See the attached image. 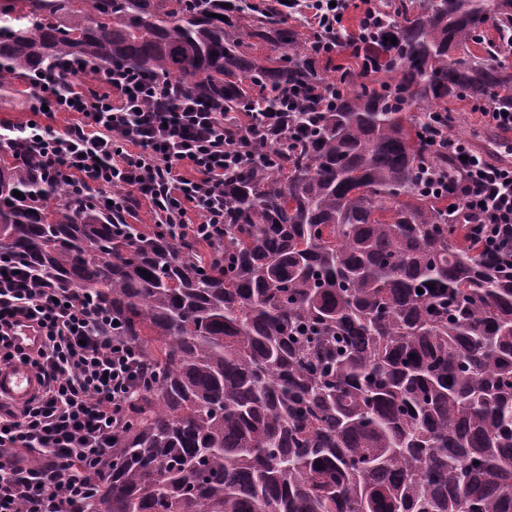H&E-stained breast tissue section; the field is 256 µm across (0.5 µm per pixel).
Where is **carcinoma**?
Masks as SVG:
<instances>
[{
    "mask_svg": "<svg viewBox=\"0 0 512 512\" xmlns=\"http://www.w3.org/2000/svg\"><path fill=\"white\" fill-rule=\"evenodd\" d=\"M224 2L0 0V86L131 68L249 135L205 251L0 147V252L97 295L152 372L87 512H512V256L423 138L512 84L465 53L512 0H386L363 42Z\"/></svg>",
    "mask_w": 512,
    "mask_h": 512,
    "instance_id": "carcinoma-1",
    "label": "carcinoma"
}]
</instances>
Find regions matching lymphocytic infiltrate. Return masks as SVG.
<instances>
[{
    "mask_svg": "<svg viewBox=\"0 0 512 512\" xmlns=\"http://www.w3.org/2000/svg\"><path fill=\"white\" fill-rule=\"evenodd\" d=\"M101 83L92 91L75 76L67 94L50 87L30 103L35 161L69 186L96 182L113 211L147 207L166 233L223 237L224 176L248 159L231 148L223 113L124 70ZM59 112L79 119L57 130L50 120ZM434 146L456 170L448 197L455 215L512 255V165L462 139ZM23 319L46 337L32 356L8 340ZM16 362L43 390L16 410L0 403V512H69L96 493L90 475L147 381L142 356L87 292L34 282L27 266L0 254V364Z\"/></svg>",
    "mask_w": 512,
    "mask_h": 512,
    "instance_id": "obj_1",
    "label": "lymphocytic infiltrate"
}]
</instances>
